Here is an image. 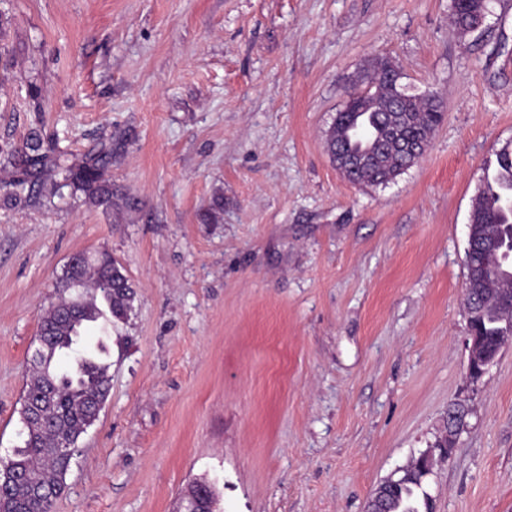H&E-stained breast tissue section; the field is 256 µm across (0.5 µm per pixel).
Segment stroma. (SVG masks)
<instances>
[{
  "label": "stroma",
  "instance_id": "stroma-1",
  "mask_svg": "<svg viewBox=\"0 0 512 512\" xmlns=\"http://www.w3.org/2000/svg\"><path fill=\"white\" fill-rule=\"evenodd\" d=\"M377 57L445 115L369 186L326 137ZM34 128L111 139L119 200L0 204V460L68 259L107 250L135 291L52 512H177L201 479L218 512H365L448 434L433 512H512V342L469 380L463 304L472 201L512 144V0L464 36L452 0H0V147Z\"/></svg>",
  "mask_w": 512,
  "mask_h": 512
}]
</instances>
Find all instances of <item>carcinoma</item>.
<instances>
[{
    "label": "carcinoma",
    "instance_id": "1",
    "mask_svg": "<svg viewBox=\"0 0 512 512\" xmlns=\"http://www.w3.org/2000/svg\"><path fill=\"white\" fill-rule=\"evenodd\" d=\"M478 10L477 0H453L454 21L458 32L467 34ZM387 59L377 58L365 73L362 83L372 86L368 98H357L349 111L336 116L327 137V150H341L348 156L373 153L378 161L373 167L356 171L355 182L386 185L404 167L401 137L427 141L443 120L440 104L416 94L401 91L386 78ZM497 160L503 167L498 193L488 195L480 185L475 195L469 222L473 224L470 262L466 279L471 286L465 305L474 311V320L485 346L497 350L512 337V260L492 275L480 271L484 253L512 237V148L504 147ZM112 162V146L105 144L77 158L59 150L52 154L43 149L37 129L31 130L22 146L7 152L0 150V169L8 176L0 179V201L12 207H28L43 196H63V189L82 192L98 208L112 209L117 194L106 176ZM58 302L43 315L39 333L53 346L50 359L32 365L25 395L35 400L49 386L56 394L43 409V422L26 435L23 446L14 450L0 468L14 473L11 496L17 508L25 512H51L53 501L29 496L28 480L34 477L52 487L63 484L70 461L54 453L58 431L63 427L80 434L93 416L92 398L107 395L110 388L108 366L102 361L107 353L103 341L86 346L84 355L64 366L59 359L69 355L66 347L76 344L86 329L100 320H124L132 311L134 291L121 267L105 251L78 254L75 267L64 271L55 284ZM427 479L422 467L407 466L398 477L382 483L383 509L386 512H431L428 494L418 501L417 491ZM424 510H419V505Z\"/></svg>",
    "mask_w": 512,
    "mask_h": 512
}]
</instances>
